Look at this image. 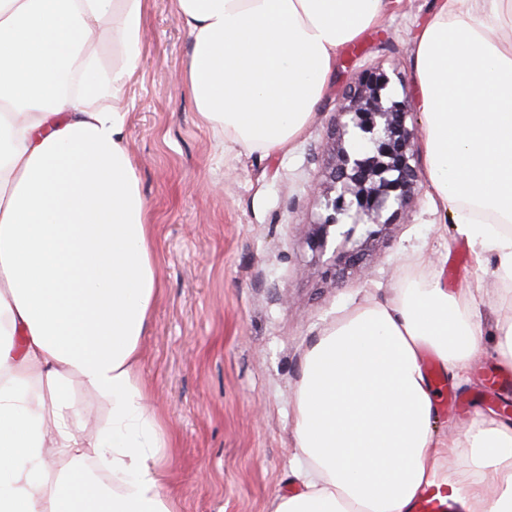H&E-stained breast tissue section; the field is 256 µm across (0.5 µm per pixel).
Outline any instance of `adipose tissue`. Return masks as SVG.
I'll return each mask as SVG.
<instances>
[{
  "instance_id": "ef3b65f1",
  "label": "adipose tissue",
  "mask_w": 512,
  "mask_h": 512,
  "mask_svg": "<svg viewBox=\"0 0 512 512\" xmlns=\"http://www.w3.org/2000/svg\"><path fill=\"white\" fill-rule=\"evenodd\" d=\"M149 0H0V512H177L140 378L160 292L154 245L117 104L142 58ZM192 43L184 83L227 149L289 150L339 52L385 0H177ZM120 61L89 40L104 25ZM411 81L431 196L497 254L512 367V0H437ZM476 289L417 273L347 310L308 348L293 406L292 474L271 512H512V421L477 415L438 434L423 366L463 385L483 343ZM108 407L84 465L70 378ZM66 456L58 464L47 446Z\"/></svg>"
}]
</instances>
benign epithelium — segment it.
I'll return each instance as SVG.
<instances>
[{"instance_id":"obj_1","label":"benign epithelium","mask_w":512,"mask_h":512,"mask_svg":"<svg viewBox=\"0 0 512 512\" xmlns=\"http://www.w3.org/2000/svg\"><path fill=\"white\" fill-rule=\"evenodd\" d=\"M388 83L383 71L364 72L337 111L342 132L360 134L359 146L328 160L331 193L324 196L323 217L309 245L324 253L341 239L339 259L347 265L360 260L355 234L371 239L394 223L419 181L408 127L411 106L388 97Z\"/></svg>"}]
</instances>
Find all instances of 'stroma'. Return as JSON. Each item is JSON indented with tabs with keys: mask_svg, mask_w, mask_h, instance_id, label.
I'll list each match as a JSON object with an SVG mask.
<instances>
[{
	"mask_svg": "<svg viewBox=\"0 0 512 512\" xmlns=\"http://www.w3.org/2000/svg\"><path fill=\"white\" fill-rule=\"evenodd\" d=\"M433 9L434 0H389L384 21L340 53L291 152L266 154L225 150L203 124L182 80L192 46L176 0H149L145 51L124 99L162 285L141 343V378L149 410L171 438L158 461L180 512H268L276 493L295 489L293 398L308 347L364 298L391 297L419 256L441 280L449 260L461 258L455 288L483 284L484 351L458 389L467 407L439 412L437 431L512 403V389L492 386L484 374L498 360L496 254L475 258L450 213L434 208L427 178L403 219L359 240L362 262L343 276L328 274L329 255L309 246L328 189L325 161L356 145L354 136H332L344 90L380 67L388 95L415 102V38ZM71 395L92 447L108 408L80 383Z\"/></svg>",
	"mask_w": 512,
	"mask_h": 512,
	"instance_id": "35a3bbf8",
	"label": "stroma"
}]
</instances>
